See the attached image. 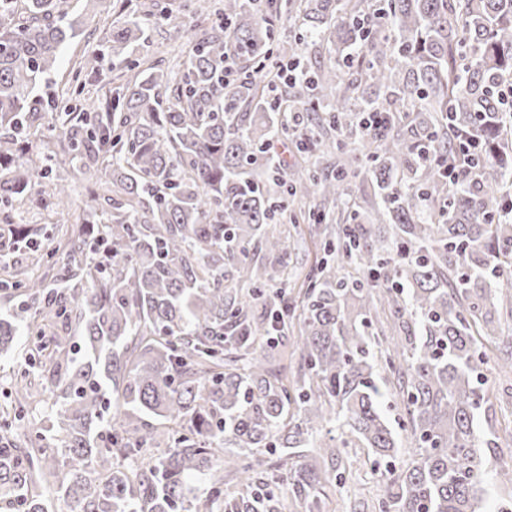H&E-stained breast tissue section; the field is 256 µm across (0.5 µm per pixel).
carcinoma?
Listing matches in <instances>:
<instances>
[{
	"label": "carcinoma",
	"mask_w": 512,
	"mask_h": 512,
	"mask_svg": "<svg viewBox=\"0 0 512 512\" xmlns=\"http://www.w3.org/2000/svg\"><path fill=\"white\" fill-rule=\"evenodd\" d=\"M121 4L0 0V204L64 162L88 182L79 204L64 178L38 193L43 210L75 215L53 249L37 225L0 218V263L35 255L0 280L1 297H25L0 317V356L25 331L52 368L38 393L20 372L15 412L0 405V430L49 421L19 443L0 435V509L48 512L51 492L66 512H322L330 475L310 452L354 445L388 464L403 432L413 461L388 470L378 512H486L476 337L501 335L500 309L512 318V0H224L182 70L152 65L80 112L43 94L103 12L120 64L151 24L181 38L168 15ZM316 43L333 63L298 83L336 172L314 162L287 179L269 156L288 135L278 71ZM364 112L390 113L361 143L368 167L352 147ZM476 129L480 163L448 177ZM298 191L336 204V224L312 210L294 223L358 276L310 271L291 383L269 360L290 308L264 298L273 275L256 256L282 263L264 225ZM380 306L403 343L376 341ZM386 395L403 406L395 426Z\"/></svg>",
	"instance_id": "1"
}]
</instances>
